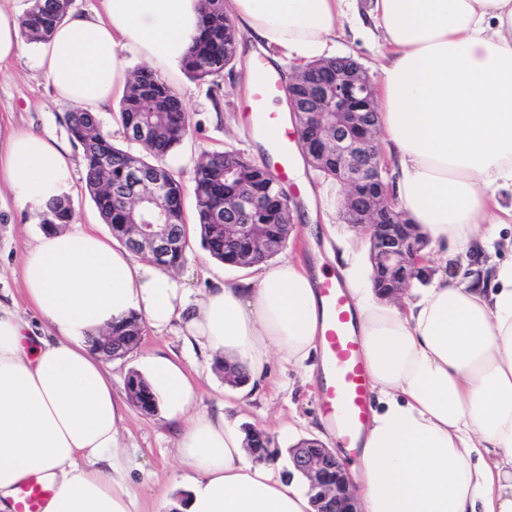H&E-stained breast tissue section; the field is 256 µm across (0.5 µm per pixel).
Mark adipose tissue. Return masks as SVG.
Here are the masks:
<instances>
[{"label":"adipose tissue","instance_id":"1","mask_svg":"<svg viewBox=\"0 0 512 512\" xmlns=\"http://www.w3.org/2000/svg\"><path fill=\"white\" fill-rule=\"evenodd\" d=\"M357 0H225L252 54L303 66L328 56ZM71 12L34 66L56 97L98 113L129 84L132 53L178 70L200 26L198 0H101ZM370 37L383 58L374 93L394 166L392 198L431 246L480 252L512 224V0H372ZM69 149L13 129L0 185L35 215L74 184ZM321 266L286 257L252 277L213 282L189 298L169 270L80 223L38 232L21 282L41 333L0 302V512H17L30 477L52 495L42 512H140L121 443L127 409L90 340L128 316L187 336L262 379L272 355L304 365L323 334ZM355 329L376 388L353 483L360 512H512V259L460 282L434 273L404 304L349 272ZM140 373L177 426L181 464L156 512H313L281 459L256 460L239 402L194 409L198 378L148 354Z\"/></svg>","mask_w":512,"mask_h":512}]
</instances>
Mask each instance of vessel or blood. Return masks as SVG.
Wrapping results in <instances>:
<instances>
[{
    "label": "vessel or blood",
    "instance_id": "obj_1",
    "mask_svg": "<svg viewBox=\"0 0 512 512\" xmlns=\"http://www.w3.org/2000/svg\"><path fill=\"white\" fill-rule=\"evenodd\" d=\"M254 90L256 98L267 99L278 96L281 85L274 73L263 70L257 76ZM253 121L269 144L266 162L271 172L280 180H288L297 149L295 137L280 123L276 113H254ZM319 293L326 308L322 344L328 370L321 389L322 405L345 444L352 445L370 419V379L361 358V343L354 331L348 297L331 280L320 284ZM50 494L43 479L32 478L22 489L18 512H42Z\"/></svg>",
    "mask_w": 512,
    "mask_h": 512
}]
</instances>
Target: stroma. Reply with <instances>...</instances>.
<instances>
[{
  "label": "stroma",
  "mask_w": 512,
  "mask_h": 512,
  "mask_svg": "<svg viewBox=\"0 0 512 512\" xmlns=\"http://www.w3.org/2000/svg\"><path fill=\"white\" fill-rule=\"evenodd\" d=\"M36 44L24 43L21 54L9 66V75L0 78V121L38 133L53 135L68 142L65 115L70 105L56 100L42 74L33 66ZM336 52L354 57L372 79H380V52L373 41L355 38L350 21H343L336 40ZM262 59L238 57L233 69L225 70L221 81L223 98L213 105L211 86L190 80L183 71L168 74L167 80L179 92L191 116L192 131L178 150L168 158L181 171L185 187H192L193 166L202 153L234 147L251 160H261L262 148L256 140L252 120L251 94L256 70ZM306 183L316 193L315 205L323 210L328 231L316 240H308L303 224H295L291 250L296 257L331 265L340 256L344 242L364 239L363 231L343 223L340 217L343 189L322 182L312 168H304ZM35 231L28 216L20 214L6 188L0 187V299H17L23 316H30L21 301L20 266L23 244ZM237 276L238 268L220 263L201 247L198 234H191L187 260L175 275L190 297H197L209 284L211 273ZM152 352L178 359L189 370L209 369L208 353L186 336L179 323L160 331L146 330L138 349L125 358L111 361L112 385L123 392L128 372L138 366L141 353ZM243 426L269 432L279 449L293 447L299 440L316 437L323 414L317 381L308 379L302 368L273 356L263 386L244 395L241 409ZM175 433L161 413L142 414L128 406L122 429V443L132 465V487L141 512H154L160 493L174 479L179 468L175 456Z\"/></svg>",
  "instance_id": "obj_1"
}]
</instances>
